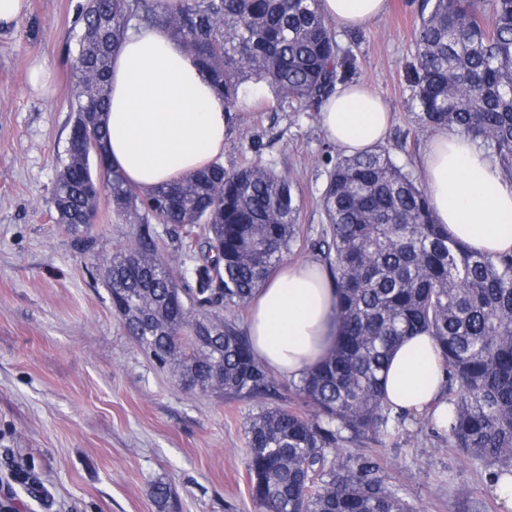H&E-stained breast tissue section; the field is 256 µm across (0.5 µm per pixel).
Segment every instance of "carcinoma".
I'll list each match as a JSON object with an SVG mask.
<instances>
[{
    "label": "carcinoma",
    "instance_id": "obj_1",
    "mask_svg": "<svg viewBox=\"0 0 512 512\" xmlns=\"http://www.w3.org/2000/svg\"><path fill=\"white\" fill-rule=\"evenodd\" d=\"M319 0H87L73 69L74 119L50 205L82 238L100 196L129 241L97 265L124 330L160 368L203 396L256 403L247 418L246 469L256 512H417L372 456L341 459L343 444L378 443L409 415L394 413L383 374L400 341L433 337L447 374L440 436L484 473L512 478V251L470 250L436 223L420 177L385 146L340 154L320 197L326 224L301 239L292 180L261 160L207 168L143 193L111 169L107 110L112 53L128 30L180 40L224 97L230 123L249 84L294 112H319L357 59L336 41ZM415 36L412 107L421 123L468 136L512 171V0H427ZM167 224L173 251L151 228ZM303 242L337 296L334 348L283 384L256 360L239 311ZM309 412L278 403L281 390ZM174 512L167 483L152 488Z\"/></svg>",
    "mask_w": 512,
    "mask_h": 512
}]
</instances>
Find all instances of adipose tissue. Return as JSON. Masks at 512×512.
Here are the masks:
<instances>
[{
    "instance_id": "adipose-tissue-1",
    "label": "adipose tissue",
    "mask_w": 512,
    "mask_h": 512,
    "mask_svg": "<svg viewBox=\"0 0 512 512\" xmlns=\"http://www.w3.org/2000/svg\"><path fill=\"white\" fill-rule=\"evenodd\" d=\"M388 0H320L339 29L363 27ZM108 112L109 162L142 192L205 167L224 154L230 130L224 100L183 44L159 28L129 31L112 59ZM390 108L360 83L337 86L320 126L345 154L385 142ZM437 223L450 237L495 255L512 249V177L464 135L440 129L419 160ZM246 330L256 359L298 380L333 348L338 334L336 288L322 263L280 266L255 294ZM445 385L430 336L393 351L385 373L386 402L418 415L440 405Z\"/></svg>"
}]
</instances>
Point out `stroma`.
Masks as SVG:
<instances>
[{
  "label": "stroma",
  "instance_id": "stroma-1",
  "mask_svg": "<svg viewBox=\"0 0 512 512\" xmlns=\"http://www.w3.org/2000/svg\"><path fill=\"white\" fill-rule=\"evenodd\" d=\"M86 0H30L0 32V506L9 512H157L151 486L167 482L175 512H255L245 465L253 406L185 391L123 329L91 255L126 243L108 197L87 242L54 223L45 206L73 123L79 16ZM423 0H389L386 13L338 43L357 58V79L388 102L386 141L417 171L433 135L410 108L407 75ZM44 57L56 92L27 87L32 54ZM247 89L245 111L224 141L225 168L258 158L299 186L302 234L325 222L319 206L338 150L308 113ZM350 455L377 453L382 474L418 512H512L441 436L406 423L386 446L365 439Z\"/></svg>",
  "mask_w": 512,
  "mask_h": 512
}]
</instances>
